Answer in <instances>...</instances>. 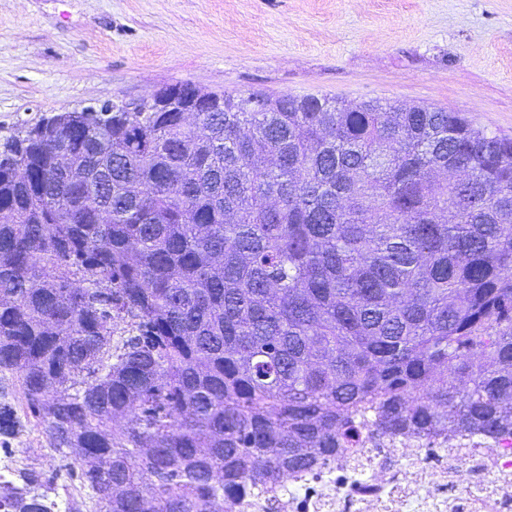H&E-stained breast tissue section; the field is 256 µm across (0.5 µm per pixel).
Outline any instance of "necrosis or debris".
I'll return each mask as SVG.
<instances>
[{
	"label": "necrosis or debris",
	"instance_id": "4bbe7bcc",
	"mask_svg": "<svg viewBox=\"0 0 512 512\" xmlns=\"http://www.w3.org/2000/svg\"><path fill=\"white\" fill-rule=\"evenodd\" d=\"M224 512H512V439L487 448L439 435L373 444L361 437L320 470L279 479L275 493L225 499Z\"/></svg>",
	"mask_w": 512,
	"mask_h": 512
}]
</instances>
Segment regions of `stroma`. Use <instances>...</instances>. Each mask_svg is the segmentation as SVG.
<instances>
[{
    "label": "stroma",
    "instance_id": "obj_1",
    "mask_svg": "<svg viewBox=\"0 0 512 512\" xmlns=\"http://www.w3.org/2000/svg\"><path fill=\"white\" fill-rule=\"evenodd\" d=\"M190 83L246 95L328 94L463 113L512 137V0H0V138L93 102ZM0 456L90 501L26 413Z\"/></svg>",
    "mask_w": 512,
    "mask_h": 512
}]
</instances>
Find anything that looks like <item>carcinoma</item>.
<instances>
[{"mask_svg":"<svg viewBox=\"0 0 512 512\" xmlns=\"http://www.w3.org/2000/svg\"><path fill=\"white\" fill-rule=\"evenodd\" d=\"M207 96L0 142V373L96 512H217L363 428L512 436V139L424 106ZM21 426L1 402L0 436ZM51 484L25 470L0 507L53 512ZM148 105L152 106L157 111L163 112H206L207 104L199 99L193 106L185 107L179 104L174 97L169 96L167 93L158 92L149 99H145Z\"/></svg>","mask_w":512,"mask_h":512,"instance_id":"obj_1","label":"carcinoma"}]
</instances>
